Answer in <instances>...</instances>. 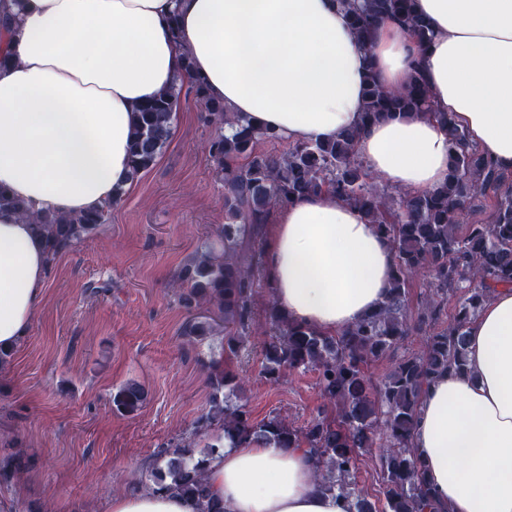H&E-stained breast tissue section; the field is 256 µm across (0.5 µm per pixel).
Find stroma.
I'll return each instance as SVG.
<instances>
[{
	"instance_id": "stroma-1",
	"label": "stroma",
	"mask_w": 512,
	"mask_h": 512,
	"mask_svg": "<svg viewBox=\"0 0 512 512\" xmlns=\"http://www.w3.org/2000/svg\"><path fill=\"white\" fill-rule=\"evenodd\" d=\"M174 134L153 167L131 182L106 224L50 266L28 336L0 376V459L36 512H103L112 495L145 491L157 450L190 435L209 408L211 361L244 380L252 421L273 415L303 425L323 397L314 372L272 384L261 374L273 293L254 295L252 337L224 356V337L190 344L175 276L214 242L224 189L205 145L210 128L193 96L179 98ZM134 380L148 400L134 415L112 394Z\"/></svg>"
}]
</instances>
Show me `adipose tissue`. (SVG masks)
<instances>
[{
    "label": "adipose tissue",
    "instance_id": "1",
    "mask_svg": "<svg viewBox=\"0 0 512 512\" xmlns=\"http://www.w3.org/2000/svg\"><path fill=\"white\" fill-rule=\"evenodd\" d=\"M432 39L393 21L362 46L337 0H20L0 29V189L36 211L86 212L130 183L134 107L170 88L182 53L226 109L285 140L319 142L359 128L365 169L411 194L446 183V129L422 116L362 124L363 84L388 89L421 71L434 111L512 171V0H414ZM179 18L178 31L169 27ZM288 320L342 332L386 300L395 254L364 214L323 191L281 206L265 249ZM47 274L43 239L0 208V348L27 336ZM467 372L421 394L412 444L448 512H512V286L467 329ZM212 499L224 512H353L303 448L266 441L216 453ZM105 512H197L174 491L113 496Z\"/></svg>",
    "mask_w": 512,
    "mask_h": 512
}]
</instances>
